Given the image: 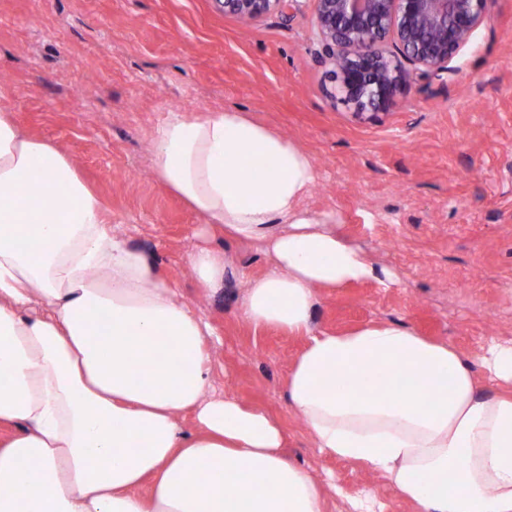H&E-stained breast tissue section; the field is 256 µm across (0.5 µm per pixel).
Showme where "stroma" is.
Returning a JSON list of instances; mask_svg holds the SVG:
<instances>
[{"instance_id": "1", "label": "stroma", "mask_w": 512, "mask_h": 512, "mask_svg": "<svg viewBox=\"0 0 512 512\" xmlns=\"http://www.w3.org/2000/svg\"><path fill=\"white\" fill-rule=\"evenodd\" d=\"M315 8L245 24L214 0H0V105L73 153L113 224L215 325V388L278 416L290 457L335 478L327 512H353L363 494L410 512L379 475L320 454L288 406L304 337L237 316L242 280L264 261L230 249L223 289L200 302L185 266L202 219L155 178L150 135L173 110L240 107L298 144L319 172L304 209L335 215L397 279L323 292L316 329L403 322L478 362L490 340L512 341V0H496L447 69L361 113L331 95Z\"/></svg>"}]
</instances>
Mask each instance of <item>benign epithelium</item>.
<instances>
[{
    "label": "benign epithelium",
    "mask_w": 512,
    "mask_h": 512,
    "mask_svg": "<svg viewBox=\"0 0 512 512\" xmlns=\"http://www.w3.org/2000/svg\"><path fill=\"white\" fill-rule=\"evenodd\" d=\"M292 0H215L244 23L286 13ZM316 27L344 101L381 110L416 69L442 70L487 20L494 0H315ZM390 40L397 54L381 48Z\"/></svg>",
    "instance_id": "obj_1"
}]
</instances>
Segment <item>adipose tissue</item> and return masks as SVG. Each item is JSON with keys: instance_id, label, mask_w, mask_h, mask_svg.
<instances>
[{"instance_id": "adipose-tissue-1", "label": "adipose tissue", "mask_w": 512, "mask_h": 512, "mask_svg": "<svg viewBox=\"0 0 512 512\" xmlns=\"http://www.w3.org/2000/svg\"><path fill=\"white\" fill-rule=\"evenodd\" d=\"M155 177L206 232L255 249L238 315L306 337L284 391L320 453L384 477L412 512H512V345L468 360L401 323L315 331L322 289L396 283L301 206L308 153L239 109L172 112ZM63 146L0 106V512H325L263 408L216 393L211 324L105 216ZM208 292L224 250L196 247Z\"/></svg>"}]
</instances>
